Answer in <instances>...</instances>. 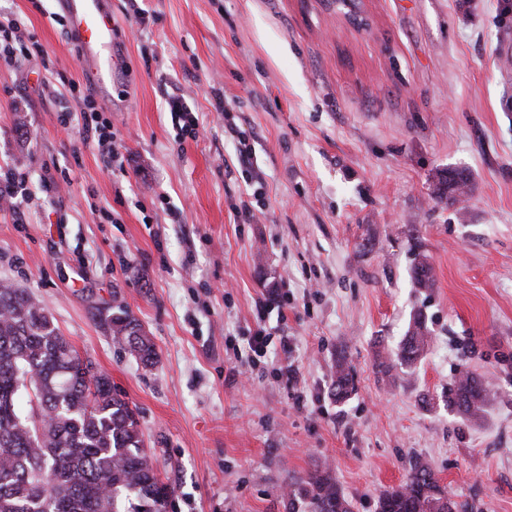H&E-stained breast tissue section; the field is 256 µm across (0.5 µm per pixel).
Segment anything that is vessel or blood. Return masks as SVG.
I'll return each instance as SVG.
<instances>
[{
    "instance_id": "obj_1",
    "label": "vessel or blood",
    "mask_w": 512,
    "mask_h": 512,
    "mask_svg": "<svg viewBox=\"0 0 512 512\" xmlns=\"http://www.w3.org/2000/svg\"><path fill=\"white\" fill-rule=\"evenodd\" d=\"M74 36L81 59L101 85L112 81L121 62L116 26L108 0H56Z\"/></svg>"
}]
</instances>
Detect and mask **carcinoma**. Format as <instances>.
<instances>
[{
	"mask_svg": "<svg viewBox=\"0 0 512 512\" xmlns=\"http://www.w3.org/2000/svg\"><path fill=\"white\" fill-rule=\"evenodd\" d=\"M417 287L433 286L424 259L413 266ZM115 342L142 363L156 353L125 307L112 314ZM430 329L423 314L409 323L398 362L381 371L410 368L423 356ZM336 399L353 390L340 355L332 366ZM492 391L468 370L448 384V406L479 417ZM288 512H353L333 469L318 462L286 485ZM172 488L159 478L137 414L60 333L31 292L0 283V512H163ZM448 498L430 467L416 458L404 482L380 493L377 512H468Z\"/></svg>",
	"mask_w": 512,
	"mask_h": 512,
	"instance_id": "1",
	"label": "carcinoma"
}]
</instances>
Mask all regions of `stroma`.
I'll return each mask as SVG.
<instances>
[{
    "instance_id": "obj_1",
    "label": "stroma",
    "mask_w": 512,
    "mask_h": 512,
    "mask_svg": "<svg viewBox=\"0 0 512 512\" xmlns=\"http://www.w3.org/2000/svg\"><path fill=\"white\" fill-rule=\"evenodd\" d=\"M109 2L122 58L101 90L48 21L55 0H0V22L26 29L0 63V168L34 189L18 214L0 211V282L40 299L136 407L169 512H287L286 483L319 461L354 512H376L416 458L473 512H512L506 0H361L359 26L327 0H140V34L130 0ZM74 83L107 107L123 169L103 166L81 116L60 125ZM176 93L197 137L177 136ZM452 172L472 184L460 208L435 195ZM423 258L427 290L412 279ZM120 306L153 343L151 365L114 343ZM418 313L426 352L380 373ZM260 327L265 355L250 383L232 382ZM340 355L355 374L341 401ZM462 369L495 387L482 419L444 399ZM332 385L336 400L343 399L353 390V378L344 356H338L332 366Z\"/></svg>"
}]
</instances>
